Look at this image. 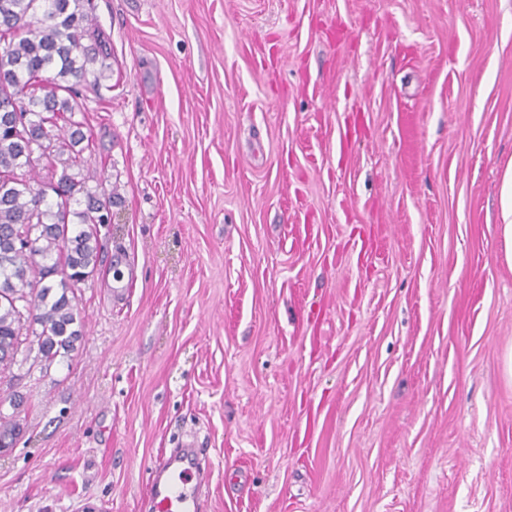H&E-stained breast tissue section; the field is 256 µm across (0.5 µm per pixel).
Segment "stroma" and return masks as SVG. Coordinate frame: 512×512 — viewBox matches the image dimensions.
Masks as SVG:
<instances>
[{"mask_svg":"<svg viewBox=\"0 0 512 512\" xmlns=\"http://www.w3.org/2000/svg\"><path fill=\"white\" fill-rule=\"evenodd\" d=\"M85 335L0 370V512H512V0H92ZM318 337L319 353L310 339ZM503 239L505 244L506 258L512 263V170L509 169L503 189ZM195 449L170 458H162L150 467L149 496L156 512H198L200 504L193 484L196 468Z\"/></svg>","mask_w":512,"mask_h":512,"instance_id":"stroma-1","label":"stroma"}]
</instances>
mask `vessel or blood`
I'll return each instance as SVG.
<instances>
[{
	"label": "vessel or blood",
	"mask_w": 512,
	"mask_h": 512,
	"mask_svg": "<svg viewBox=\"0 0 512 512\" xmlns=\"http://www.w3.org/2000/svg\"><path fill=\"white\" fill-rule=\"evenodd\" d=\"M195 465L196 457L191 451L152 464L149 496L155 512H199Z\"/></svg>",
	"instance_id": "obj_1"
}]
</instances>
